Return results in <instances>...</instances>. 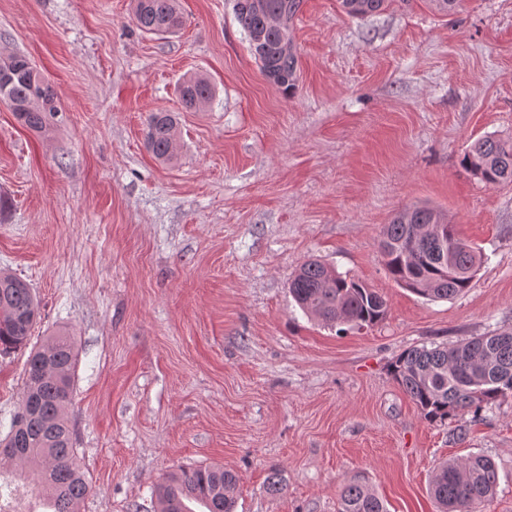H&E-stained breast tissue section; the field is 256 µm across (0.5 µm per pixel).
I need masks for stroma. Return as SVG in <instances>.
<instances>
[{
  "label": "stroma",
  "mask_w": 512,
  "mask_h": 512,
  "mask_svg": "<svg viewBox=\"0 0 512 512\" xmlns=\"http://www.w3.org/2000/svg\"><path fill=\"white\" fill-rule=\"evenodd\" d=\"M180 5L183 29L161 38L131 0H0V51L28 56L62 107L39 136L0 103V271L37 295L33 345L76 343L79 512H160L162 478L200 466L237 475L236 512H337L355 479L388 512H438L435 466L470 454L498 468L481 512H512V397L431 423L389 372L412 347L512 331V182L462 165L474 140L512 138V0L363 18L304 0L288 95L233 0ZM187 73L215 87L203 109L181 108ZM157 110L180 115L172 164L145 144ZM423 203L484 255L451 300L399 287L379 251L384 224ZM310 258L382 294L386 318L306 315L288 285ZM26 359L0 357V439Z\"/></svg>",
  "instance_id": "obj_1"
}]
</instances>
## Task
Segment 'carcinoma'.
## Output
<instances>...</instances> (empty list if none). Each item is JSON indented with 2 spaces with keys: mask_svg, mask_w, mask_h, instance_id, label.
Listing matches in <instances>:
<instances>
[{
  "mask_svg": "<svg viewBox=\"0 0 512 512\" xmlns=\"http://www.w3.org/2000/svg\"><path fill=\"white\" fill-rule=\"evenodd\" d=\"M304 0H236V20L249 49L272 85L288 93L296 85L298 56L280 46L281 31L271 17L285 24ZM391 0H342L352 17L374 15ZM138 30L174 35L184 20L176 0H134ZM215 90L203 77L183 78L179 101L186 110L209 103ZM0 102L15 112L29 130L43 134L49 119L62 111L57 94L32 61L21 54L0 56ZM177 113L161 110L148 116L145 141L154 157L171 162L178 155ZM467 171L486 184L512 181V140L485 136L473 142L462 159ZM380 250L385 267L402 288L431 301L449 300L471 287L481 265V251L458 236L455 226L434 208L413 206L383 226ZM289 293L307 314L328 325L369 327L387 316L385 299L361 282L336 273L317 260L300 265ZM40 317V304L21 278L0 272V355L28 345ZM77 355L72 337L59 332L30 352L26 362L23 404L7 437L0 441L4 462L35 471L46 491L49 512H77L89 484L77 462L74 431L67 408L72 401ZM394 381L430 422L464 412L480 414L512 395V332L459 341L451 346L415 347L402 352L391 366ZM237 477L231 471L198 467L167 474L157 487L160 512H234ZM495 463L483 455L442 463L430 480V493L440 512H476L496 492ZM338 512H387L383 501L360 481L345 485Z\"/></svg>",
  "mask_w": 512,
  "mask_h": 512,
  "instance_id": "cac0c4a2",
  "label": "carcinoma"
}]
</instances>
